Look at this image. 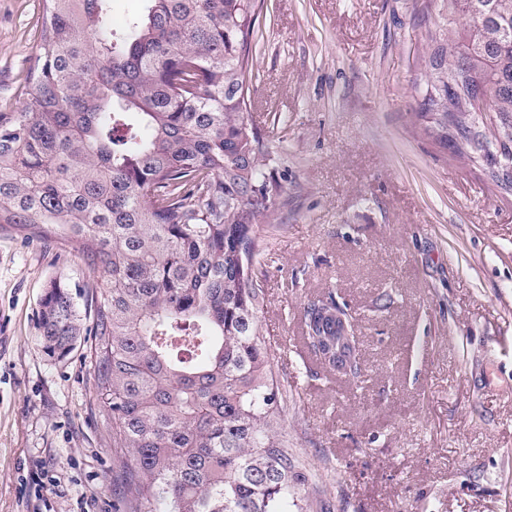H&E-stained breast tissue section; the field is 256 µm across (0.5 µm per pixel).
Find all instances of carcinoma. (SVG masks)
I'll return each instance as SVG.
<instances>
[{
  "instance_id": "carcinoma-1",
  "label": "carcinoma",
  "mask_w": 512,
  "mask_h": 512,
  "mask_svg": "<svg viewBox=\"0 0 512 512\" xmlns=\"http://www.w3.org/2000/svg\"><path fill=\"white\" fill-rule=\"evenodd\" d=\"M43 0L29 103L0 112V227L54 237L107 280L91 323L54 282L43 351L81 342L92 404L112 421L118 512H283L307 483L279 431V386L259 314L260 222L285 193L251 121L259 0ZM422 83L429 137L512 158V0H440ZM483 109L467 115L470 89ZM333 296L307 307L321 368L357 376Z\"/></svg>"
}]
</instances>
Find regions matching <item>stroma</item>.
<instances>
[{
  "instance_id": "1",
  "label": "stroma",
  "mask_w": 512,
  "mask_h": 512,
  "mask_svg": "<svg viewBox=\"0 0 512 512\" xmlns=\"http://www.w3.org/2000/svg\"><path fill=\"white\" fill-rule=\"evenodd\" d=\"M41 0H0V110L25 105ZM432 0H264L254 123L287 181L259 224L261 324L285 388L281 431L310 475L288 512H512V187L438 147L417 85ZM79 304L101 271L52 238L0 228V512H112L109 426L82 349L44 354L53 281ZM330 295L359 377L302 340Z\"/></svg>"
}]
</instances>
